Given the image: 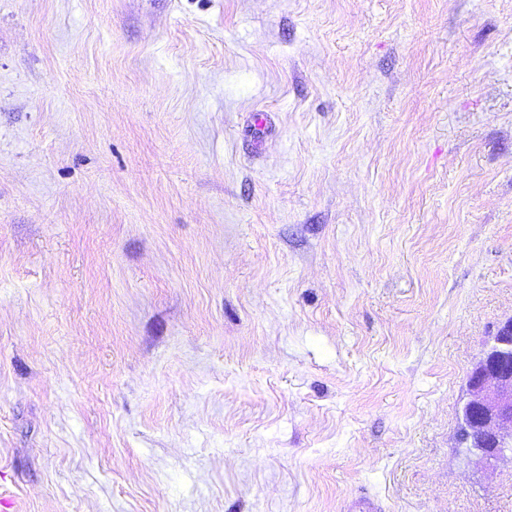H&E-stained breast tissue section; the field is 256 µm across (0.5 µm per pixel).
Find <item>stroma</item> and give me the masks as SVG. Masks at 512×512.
Instances as JSON below:
<instances>
[{
	"instance_id": "stroma-1",
	"label": "stroma",
	"mask_w": 512,
	"mask_h": 512,
	"mask_svg": "<svg viewBox=\"0 0 512 512\" xmlns=\"http://www.w3.org/2000/svg\"><path fill=\"white\" fill-rule=\"evenodd\" d=\"M509 317L512 0H0V512H512ZM460 437L486 466L512 447V317L501 322L466 375Z\"/></svg>"
}]
</instances>
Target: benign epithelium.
<instances>
[{
	"mask_svg": "<svg viewBox=\"0 0 512 512\" xmlns=\"http://www.w3.org/2000/svg\"><path fill=\"white\" fill-rule=\"evenodd\" d=\"M460 437L487 466L512 447V317L501 322L466 375Z\"/></svg>",
	"mask_w": 512,
	"mask_h": 512,
	"instance_id": "benign-epithelium-1",
	"label": "benign epithelium"
}]
</instances>
